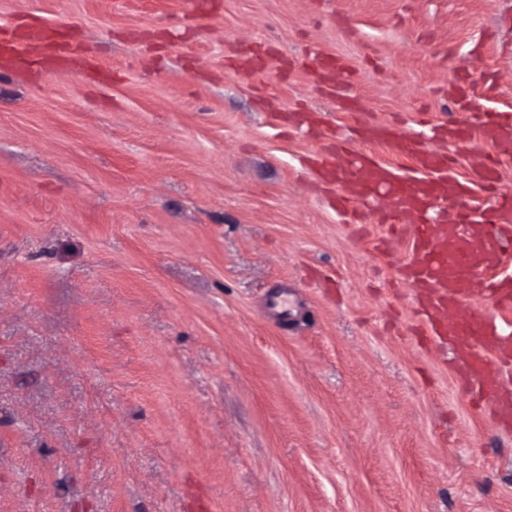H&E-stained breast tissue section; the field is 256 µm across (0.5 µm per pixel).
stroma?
I'll list each match as a JSON object with an SVG mask.
<instances>
[{
	"instance_id": "1",
	"label": "stroma",
	"mask_w": 512,
	"mask_h": 512,
	"mask_svg": "<svg viewBox=\"0 0 512 512\" xmlns=\"http://www.w3.org/2000/svg\"><path fill=\"white\" fill-rule=\"evenodd\" d=\"M40 25L90 66L0 67V512H512L407 234L307 165L415 176L361 124L457 121L467 207L512 197L453 102L512 113V0H0V40Z\"/></svg>"
}]
</instances>
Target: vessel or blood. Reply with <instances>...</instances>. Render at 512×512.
<instances>
[{
  "label": "vessel or blood",
  "mask_w": 512,
  "mask_h": 512,
  "mask_svg": "<svg viewBox=\"0 0 512 512\" xmlns=\"http://www.w3.org/2000/svg\"><path fill=\"white\" fill-rule=\"evenodd\" d=\"M459 100L476 112L489 136L503 150L512 149V115L481 110L469 85H459ZM419 177L403 179L367 156H357L348 173H340L327 157H318L323 175L336 185L341 209L357 203L371 206L381 220L404 213L410 256L401 268L405 283L419 297L430 329L447 337L460 382L473 399L488 402L500 417L512 419V378L500 375L497 363L512 362V336L501 335L495 319L483 311L459 318L472 287L487 283V273L502 259L501 240L512 234V200L496 203L473 216L463 200V184L451 177L446 154L405 141Z\"/></svg>",
  "instance_id": "obj_1"
}]
</instances>
